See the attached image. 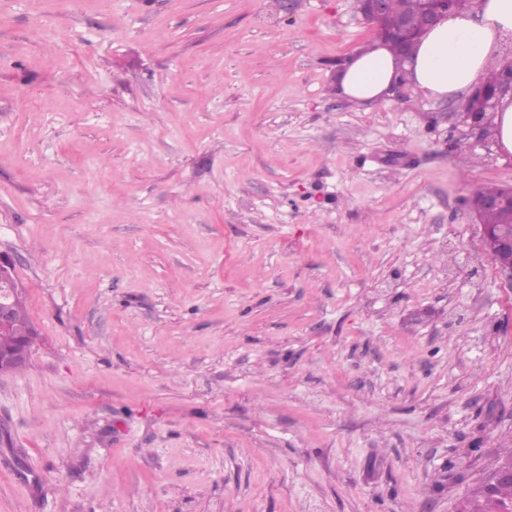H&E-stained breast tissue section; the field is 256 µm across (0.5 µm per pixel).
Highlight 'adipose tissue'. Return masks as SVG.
I'll list each match as a JSON object with an SVG mask.
<instances>
[{
    "instance_id": "obj_1",
    "label": "adipose tissue",
    "mask_w": 512,
    "mask_h": 512,
    "mask_svg": "<svg viewBox=\"0 0 512 512\" xmlns=\"http://www.w3.org/2000/svg\"><path fill=\"white\" fill-rule=\"evenodd\" d=\"M511 45L512 0H477L424 33L408 60L382 44L356 55L342 72L340 89L372 102L405 80L425 96L446 98L478 86Z\"/></svg>"
}]
</instances>
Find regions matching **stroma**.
Here are the masks:
<instances>
[{"label": "stroma", "instance_id": "35a3bbf8", "mask_svg": "<svg viewBox=\"0 0 512 512\" xmlns=\"http://www.w3.org/2000/svg\"><path fill=\"white\" fill-rule=\"evenodd\" d=\"M353 0H0V512H456L512 449V186L470 94L359 103ZM468 153L459 167V153ZM480 224L481 237L486 254L496 265L505 285L512 288V227L504 224L491 230L483 224H497L499 219L493 212H485ZM14 267L9 257L0 255V330H10L13 326V309L21 298V287L12 276ZM16 326L9 332L0 333V348H10L17 343V334L32 326L28 319L22 302L20 301L16 313Z\"/></svg>", "mask_w": 512, "mask_h": 512}]
</instances>
